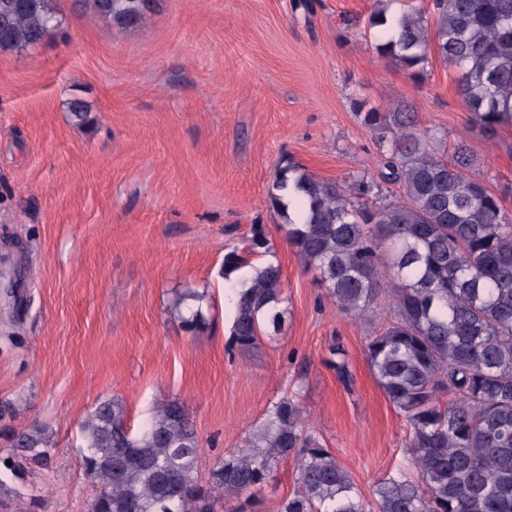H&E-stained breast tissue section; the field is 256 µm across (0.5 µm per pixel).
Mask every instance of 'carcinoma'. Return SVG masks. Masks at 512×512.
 I'll return each mask as SVG.
<instances>
[{"mask_svg":"<svg viewBox=\"0 0 512 512\" xmlns=\"http://www.w3.org/2000/svg\"><path fill=\"white\" fill-rule=\"evenodd\" d=\"M58 0H0V52L34 45L59 26ZM92 16L136 27L151 0H83ZM458 71L457 87L487 134L512 124V0H432V11L405 12L377 45L380 55L424 75L430 47ZM80 124L89 111L68 102ZM362 124L383 147L384 180L400 197L370 203L373 182L348 189L293 163L280 169L271 203L285 219L288 243L320 270L338 309L364 319L388 316L366 340L381 390L409 426L405 452L413 475L379 481L369 501L321 436L304 422L299 393L270 402L265 419L224 453L208 476L198 473L200 441L184 405L158 407L142 430L127 428L124 406L99 403L81 424L80 462L97 491L95 512H217L221 497L267 484L280 461H298L296 488L278 512H512V217L475 176L464 142L447 161L419 127L412 105L371 106ZM247 248L224 254V279L249 267L237 292L227 348H252L278 333L284 283L280 265L253 264L269 252L259 227ZM199 301L203 296L189 295ZM175 303L187 332L206 325L203 311ZM15 478L47 465L37 426L0 429Z\"/></svg>","mask_w":512,"mask_h":512,"instance_id":"cac0c4a2","label":"carcinoma"}]
</instances>
